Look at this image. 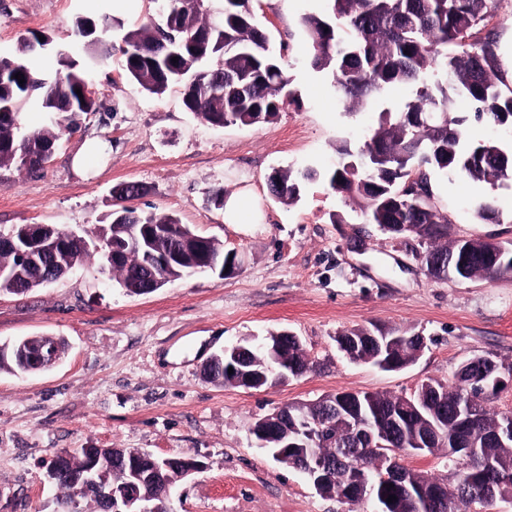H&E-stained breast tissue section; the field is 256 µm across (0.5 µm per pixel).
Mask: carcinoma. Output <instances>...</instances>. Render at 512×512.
<instances>
[{
	"label": "carcinoma",
	"mask_w": 512,
	"mask_h": 512,
	"mask_svg": "<svg viewBox=\"0 0 512 512\" xmlns=\"http://www.w3.org/2000/svg\"><path fill=\"white\" fill-rule=\"evenodd\" d=\"M251 0H213L205 11L197 0H172V12L152 11L149 20L124 35V67L145 91L162 95L174 84L183 87V104L197 118L215 127L257 126L273 120L294 97L291 80L280 59L270 51L269 36L250 7ZM323 14L301 18L313 69L331 70L344 108L356 112L371 105L386 89L405 84L414 97L393 109L379 112L377 126L356 149L337 147L341 163L320 174L314 170H281L268 178L270 194L278 201L292 203L302 187L322 178L330 187L355 203L367 224H378L385 233L411 236L422 248L423 257H442L452 264L466 260L470 276L494 282L512 278V258L499 262L488 257L483 245L468 254L441 242L448 236V216L433 203L430 174L453 173L485 182L493 187L512 185V150L496 140L472 142L467 137L471 122L504 128L512 134V75L499 58V39L489 30L476 37L498 9L500 0H327ZM173 30L177 45L164 51L160 40ZM47 41L34 34L24 37L18 52L5 62L13 67L0 76V169L37 173L52 160L68 132V117L93 112L96 103L88 90L86 67L74 59L62 63L63 75L51 80L41 77L33 60ZM24 75L19 84L15 74ZM81 93H76V89ZM37 98L47 121L35 131L17 133L22 106ZM466 99L470 113L454 111L455 99ZM138 195L115 196V209L98 225L95 234L129 242L121 259L109 271L110 279L131 295L143 294L150 277L158 287L181 278V274L224 259V244L216 237L204 241L195 253L186 236L192 233L173 214L139 208ZM151 224H174L176 229L158 241L156 248L183 256L180 272H165L147 265L144 252L132 240L146 236ZM86 260L101 261L93 249L74 247L64 265H55L47 277L46 264L26 267L18 252L0 247V265L23 270L15 281L0 282V292L25 293L55 281ZM396 336L391 354L395 361L412 363L425 338L399 328L356 327L336 336L339 345L357 347L358 358L367 362L377 347L371 333ZM47 344L58 357L66 353L65 341L42 334L33 337L16 352L0 357V371L17 370L20 357ZM284 359L301 374L314 363L302 345L290 341ZM493 380L491 368L480 357L455 373L448 386L439 381L424 382L419 389L431 397L426 419L410 417L391 423L388 412L407 403V398L379 392H347L358 396L356 411L345 421H336L322 403L289 407L294 415L330 423L332 435L313 452L334 463L321 496L341 499L354 457L357 466L375 482L376 495L344 499L349 505L367 504L369 512H472L497 499L512 498V440L499 439L498 428L506 414L493 412L488 404L500 391L484 389L472 396V418L459 408L470 388ZM383 426L393 446L403 448L418 439L423 455L448 458L449 478L438 479L426 472L401 467L406 481L390 486L379 480L382 457L361 438L365 430ZM129 449H97V467L111 480L122 478ZM87 465L83 453L68 454L56 486L66 490L72 502L69 477ZM171 482H154L146 487L150 498L164 502ZM396 496L389 503L388 496Z\"/></svg>",
	"instance_id": "1"
}]
</instances>
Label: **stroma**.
Wrapping results in <instances>:
<instances>
[{
  "label": "stroma",
  "mask_w": 512,
  "mask_h": 512,
  "mask_svg": "<svg viewBox=\"0 0 512 512\" xmlns=\"http://www.w3.org/2000/svg\"><path fill=\"white\" fill-rule=\"evenodd\" d=\"M327 7L326 0H253L294 99L273 122L214 128L186 111L181 87L157 97L128 76L119 48L126 32L146 22L148 0L126 14L113 12L112 0H0V57L14 55L20 37L49 35L38 63L50 75L59 51L85 58L78 18L108 22L88 71L100 111L75 115V132L40 173L0 171V234L24 224H98L113 209V187L137 182L147 189L140 208L176 215L242 260L230 276L196 274L141 296L125 294L93 263L23 294L0 292V344L34 334L68 344L49 370L0 371V512H62L47 465L81 448L204 462L203 472L173 490V512H348L257 448L254 423L284 404L340 391L408 395L428 380L451 381L475 356L512 367V279L431 278L415 262L412 242L364 223L322 179L291 205L269 196L274 171L333 170L339 143L359 145L379 108L411 96L398 86L376 108L346 113L332 75L311 68L301 25L302 15ZM92 139L105 149L77 170L74 158ZM432 184L452 233L512 241V185L493 191L454 174L434 175ZM219 188L251 189L265 223H225L213 202ZM489 194L498 217L478 220L474 202ZM374 324L413 330L427 346L397 372L351 363L337 333ZM281 330L299 337L318 363L314 371L259 390L204 378V364L220 349Z\"/></svg>",
  "instance_id": "35a3bbf8"
}]
</instances>
